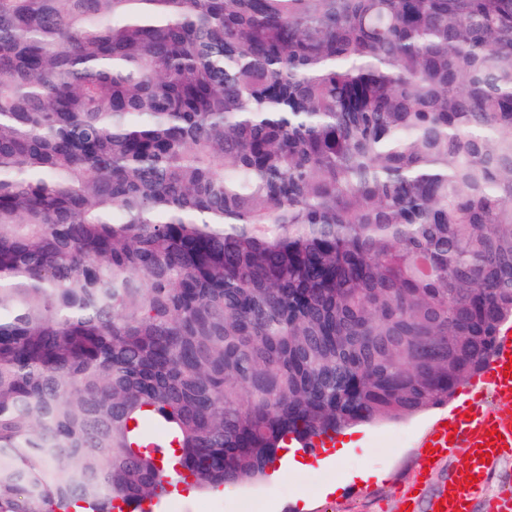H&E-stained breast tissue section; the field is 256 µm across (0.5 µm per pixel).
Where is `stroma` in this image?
<instances>
[{
    "label": "stroma",
    "mask_w": 512,
    "mask_h": 512,
    "mask_svg": "<svg viewBox=\"0 0 512 512\" xmlns=\"http://www.w3.org/2000/svg\"><path fill=\"white\" fill-rule=\"evenodd\" d=\"M435 407L411 418L358 426L340 466L309 460L307 467L283 465L275 475L260 482L244 481L226 487L223 495L196 492L175 499L167 512H243L247 503L256 512H404L405 496L420 486L429 499L459 465V458L441 464L429 482L419 476V441L442 414ZM368 470L366 485H340L342 473Z\"/></svg>",
    "instance_id": "obj_1"
}]
</instances>
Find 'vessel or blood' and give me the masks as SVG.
Listing matches in <instances>:
<instances>
[{
  "label": "vessel or blood",
  "instance_id": "vessel-or-blood-1",
  "mask_svg": "<svg viewBox=\"0 0 512 512\" xmlns=\"http://www.w3.org/2000/svg\"><path fill=\"white\" fill-rule=\"evenodd\" d=\"M485 390L492 391L498 399L512 401L511 334L499 339L473 393L424 437L435 451L421 453V467L436 469L438 462L455 452L467 458L466 465L457 466L447 486L437 494L440 512H470L472 501L482 492L495 464L512 455V413L484 407L480 394ZM484 452L490 453V461H481Z\"/></svg>",
  "mask_w": 512,
  "mask_h": 512
}]
</instances>
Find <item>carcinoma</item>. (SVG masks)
<instances>
[{
    "instance_id": "carcinoma-1",
    "label": "carcinoma",
    "mask_w": 512,
    "mask_h": 512,
    "mask_svg": "<svg viewBox=\"0 0 512 512\" xmlns=\"http://www.w3.org/2000/svg\"><path fill=\"white\" fill-rule=\"evenodd\" d=\"M511 320L512 0H0V512L263 479Z\"/></svg>"
}]
</instances>
